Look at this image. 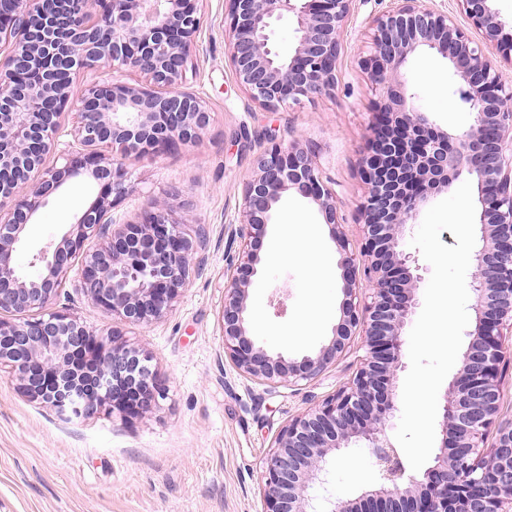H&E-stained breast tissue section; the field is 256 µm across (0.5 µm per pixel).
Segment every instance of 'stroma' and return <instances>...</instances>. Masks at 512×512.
Returning a JSON list of instances; mask_svg holds the SVG:
<instances>
[{
  "label": "stroma",
  "mask_w": 512,
  "mask_h": 512,
  "mask_svg": "<svg viewBox=\"0 0 512 512\" xmlns=\"http://www.w3.org/2000/svg\"><path fill=\"white\" fill-rule=\"evenodd\" d=\"M393 5V0H353L335 87L269 111L251 100L229 64L226 0H199L204 21L182 87L204 99L211 123L195 145L124 156L129 191L111 216L119 224L137 221L148 199L168 197L186 234L206 231L196 253L200 269L172 310L147 326L112 318L72 277L50 305L90 329L122 332L131 347L149 355L166 394L139 415L115 410L65 420L24 397L7 370H0V512H264L263 465L275 436L289 419L349 381L364 350L362 339H355L314 380L275 389L225 356L224 273L240 248L245 185L257 155L272 145L311 149L336 191L350 246L359 247L366 195L359 165L378 97L363 62L374 51V19ZM405 75L415 106L435 125L452 134L469 127L472 115L455 95L458 77L444 60L414 55ZM97 193L92 180L77 178L49 197L17 251L22 276L40 275L33 254L60 238ZM298 221L318 225L321 250L340 258L317 206L290 191L270 229L276 234ZM304 265V257L292 251L262 258L249 289L251 331L270 353L299 358L332 335L329 322L313 336L293 333L307 294ZM275 332L280 340H272ZM329 468L327 482L310 491L321 503L377 481L369 449L356 444L343 449Z\"/></svg>",
  "instance_id": "35a3bbf8"
}]
</instances>
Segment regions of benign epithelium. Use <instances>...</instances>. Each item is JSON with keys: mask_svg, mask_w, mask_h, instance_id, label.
Instances as JSON below:
<instances>
[{"mask_svg": "<svg viewBox=\"0 0 512 512\" xmlns=\"http://www.w3.org/2000/svg\"><path fill=\"white\" fill-rule=\"evenodd\" d=\"M198 0H0V369L27 398L58 413L93 417L105 408L137 415L163 389L148 356L121 333L89 329L74 316L46 311L70 274L112 316L147 326L170 312L196 268L203 239L192 240L164 201L137 222L108 218L128 191L126 171L103 149L155 153L196 144L210 123L201 97L181 89L202 17ZM229 61L253 101L269 109L332 89L344 24L353 0H228ZM374 20V53L364 67L380 92L372 136L360 162L368 195L361 206L359 253L337 216L336 193L309 149L273 146L256 159L246 183L239 228L242 248L224 284V355L271 387L310 382L364 338L353 377L310 411L288 421L265 461L264 512H318L309 489L321 483L330 455L363 442L378 482L338 497L327 512H512V422L500 419V383L512 365V85L485 53L496 45L512 62V35L495 0H460L482 34L472 39L454 19L394 0ZM295 22L294 45L270 42L274 23ZM427 52L452 66L470 127L445 132L427 113L407 107L402 70ZM81 69H131L147 84L104 79L71 94ZM76 112L73 142L61 119ZM60 166H44L49 154ZM478 181L481 245L469 287L474 329L442 406L441 446L423 478L407 474L387 428L395 417L403 329L418 305L417 278L402 249L407 226L431 193L463 176ZM84 176L100 185L93 203L36 260L43 274L22 277L16 251L50 194ZM313 201L342 251L344 300L328 343L313 355L271 354L251 337L248 288L261 262L268 224L284 193ZM95 239L98 245L86 243ZM492 447H484L490 433Z\"/></svg>", "mask_w": 512, "mask_h": 512, "instance_id": "benign-epithelium-1", "label": "benign epithelium"}]
</instances>
